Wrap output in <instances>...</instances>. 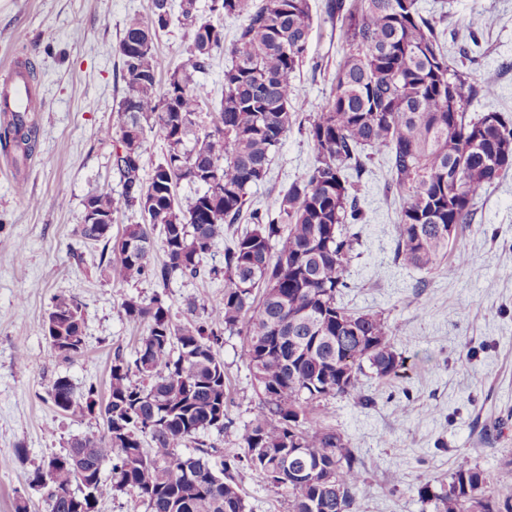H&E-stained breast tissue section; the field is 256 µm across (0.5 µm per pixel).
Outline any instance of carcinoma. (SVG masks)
Instances as JSON below:
<instances>
[{
	"mask_svg": "<svg viewBox=\"0 0 512 512\" xmlns=\"http://www.w3.org/2000/svg\"><path fill=\"white\" fill-rule=\"evenodd\" d=\"M327 9L341 23L346 49L331 98L306 128L314 163L265 212L250 208L249 190L265 181L296 121L292 79L307 55L308 0H210L202 14L185 0H152L149 17L126 19L118 46L125 89L112 154L122 191L100 187L84 205L105 214L136 207L140 221L116 240L82 223L78 242H105L99 266L107 274L165 287L176 276L208 275L203 257L224 237V226L247 212L252 227L224 248V292L215 306L191 302L177 323L159 295L123 301L126 318L147 323V334L133 359L115 352L105 402L92 387L82 400L67 378L53 382L48 394L58 409L98 410L107 432L74 439L31 473V485L48 486L51 512H97L83 496L73 453L84 479L95 482L97 500L132 490L147 512H246L237 481L242 463L268 480L278 470L296 473L285 485L291 512H355L365 464L313 411L338 395L367 405L371 398L359 389L364 367L390 380L403 366L391 343L395 327L340 303L357 241L351 226L362 219V154L387 155L386 191L400 197L396 259L428 271L454 244L448 225L471 223L475 200L512 168V119L467 115L494 86L478 87L453 68L419 0H328ZM214 16L241 18L232 40L225 41ZM174 17L190 30V43L162 82L155 41ZM217 54L227 59L223 94L218 111L205 112L197 76ZM152 132L164 152L145 176ZM35 139L29 116H3L1 147L25 159ZM157 232L164 258L153 263ZM66 302L72 311L58 315V325L68 344L54 351L74 360L84 355V321L74 299L56 297L52 308ZM224 331L243 337L239 355L263 398L239 430L243 455L232 458L200 441L205 431L234 426L220 358ZM192 443L197 454L177 452ZM107 463L108 478L99 474ZM416 491L431 512H512V484L489 488L477 465L456 466L439 492L428 482Z\"/></svg>",
	"mask_w": 512,
	"mask_h": 512,
	"instance_id": "carcinoma-1",
	"label": "carcinoma"
}]
</instances>
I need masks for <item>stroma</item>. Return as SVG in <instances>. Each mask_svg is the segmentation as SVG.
Returning a JSON list of instances; mask_svg holds the SVG:
<instances>
[{
  "instance_id": "stroma-1",
  "label": "stroma",
  "mask_w": 512,
  "mask_h": 512,
  "mask_svg": "<svg viewBox=\"0 0 512 512\" xmlns=\"http://www.w3.org/2000/svg\"><path fill=\"white\" fill-rule=\"evenodd\" d=\"M327 0H310L308 56L293 78L298 119L275 154L267 179L252 187L254 207L271 210L314 162L308 118L328 100L344 35L326 12ZM456 69L470 81L495 86L478 111L512 115V0H420ZM151 0H0V85L25 61L38 68L36 90L44 105L33 119L38 146L29 159L0 148V512H51L46 490L29 476L43 460L65 453L71 441L100 436V414L70 415L48 391L67 377L76 394L96 387L106 400L115 351L132 355L146 324L129 322L121 304L162 296L174 320L189 300L213 305L223 292L224 242L204 260L202 279L175 278L163 287L151 279L107 278L97 246L77 247L74 230L84 201L100 186L120 191L110 158L124 93L116 47L128 15L149 14ZM384 155L365 162L359 192L363 220L342 296L354 312L382 314L396 331L393 343L406 365L398 378L362 376L371 404L352 396L321 402L323 426L337 430L363 458L366 480L357 512H421L414 490L447 484L461 461L478 465L498 482L512 461V170L478 199L471 224L457 242L469 258L449 275L395 258L399 197L386 192ZM75 298L85 322L83 357L64 362L44 335L56 296ZM240 336H225L220 356L228 384V412L236 425L254 418L262 397L239 357ZM26 362H18V354ZM25 456H18V449ZM246 512H289L288 491L241 469Z\"/></svg>"
}]
</instances>
